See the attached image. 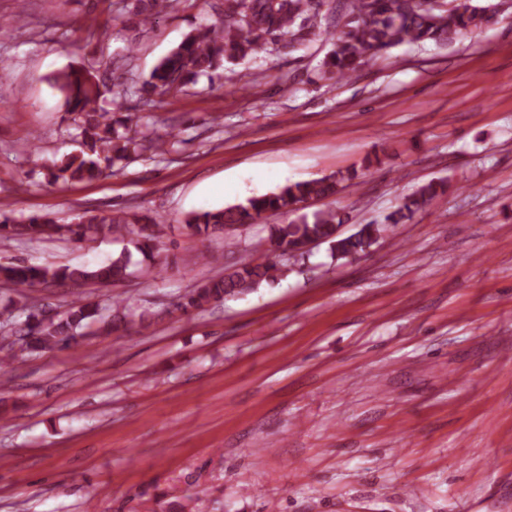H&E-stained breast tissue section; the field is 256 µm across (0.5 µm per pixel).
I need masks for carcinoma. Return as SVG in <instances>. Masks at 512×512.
<instances>
[{
    "label": "carcinoma",
    "mask_w": 512,
    "mask_h": 512,
    "mask_svg": "<svg viewBox=\"0 0 512 512\" xmlns=\"http://www.w3.org/2000/svg\"><path fill=\"white\" fill-rule=\"evenodd\" d=\"M158 2L136 0L134 16L138 23L152 21ZM320 5L321 0H224V21L197 29L160 60L149 80L124 87L117 95H134L148 102L158 90H181L195 76L214 71L226 61L245 58L262 41L286 38L292 45L312 42L325 34L319 20ZM343 6L344 24L339 34L328 38L331 49L321 64L323 74L330 79L349 77L381 51L403 42L450 44L512 9V0H500L491 9L476 6L473 0H344ZM93 70L91 64L79 70L60 71L52 78L80 137L79 150L48 169V180L53 183L110 176L132 155L158 148V140L149 134L139 139L128 136L124 132L128 118L99 107L100 88ZM357 178L358 171L352 170L313 181L289 182L276 192L249 197L234 207L192 213L185 220V228L194 237H221L226 227L252 224L265 213H296L306 200L334 196L340 183ZM443 189V182L421 186L386 216L385 224L408 223ZM341 223L338 213L325 210L310 218L300 215L287 224L273 225L268 237L253 246L254 252L264 256L263 260H245L224 275L200 283L182 297L179 307L189 313L275 281L281 269L266 260L271 253L302 257V248L319 240L330 245L334 257L350 262L376 244L384 230V224H364L355 234L340 238L336 231ZM160 233L156 218L125 211L84 212L69 224H60L48 214H33L21 222L5 214L0 216L3 237L41 240L69 236L81 240L92 235L129 236L135 248L146 256L157 251ZM129 265L130 253L126 251L95 267L8 262L0 264V281L21 293L54 283L116 284L130 275ZM21 314L25 319L20 322L13 310L5 307L0 311V321L16 327L21 347L41 354L77 349L85 336L83 329L90 325H99L108 332L125 330L130 307L118 302L115 309L103 314L93 304L78 299L63 316L46 323L32 322L33 314L28 310Z\"/></svg>",
    "instance_id": "cac0c4a2"
}]
</instances>
